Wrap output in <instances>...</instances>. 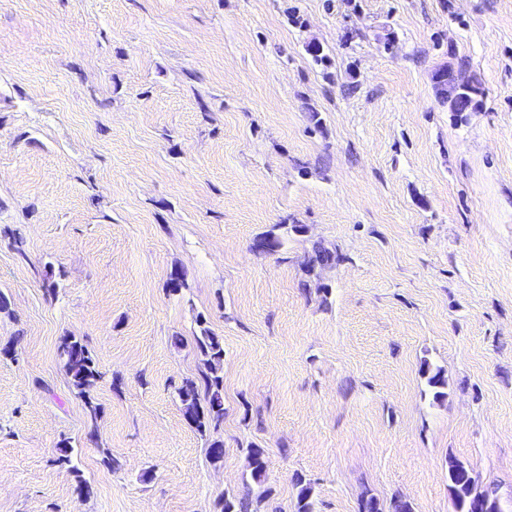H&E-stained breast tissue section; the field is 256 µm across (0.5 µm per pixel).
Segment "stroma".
<instances>
[{"label":"stroma","instance_id":"stroma-1","mask_svg":"<svg viewBox=\"0 0 512 512\" xmlns=\"http://www.w3.org/2000/svg\"><path fill=\"white\" fill-rule=\"evenodd\" d=\"M0 295V512H295L297 474L452 512V459L512 512V0H0ZM202 321L219 465L175 392ZM345 257L338 253L337 251H330L329 249L322 247L321 244L316 243L313 246V250L311 255L308 257L305 262V266L308 269V272H311L315 269V267H326V266H334L343 262ZM57 352L74 389L84 397L89 396L102 374L87 345L76 336L67 334L60 337Z\"/></svg>","mask_w":512,"mask_h":512}]
</instances>
